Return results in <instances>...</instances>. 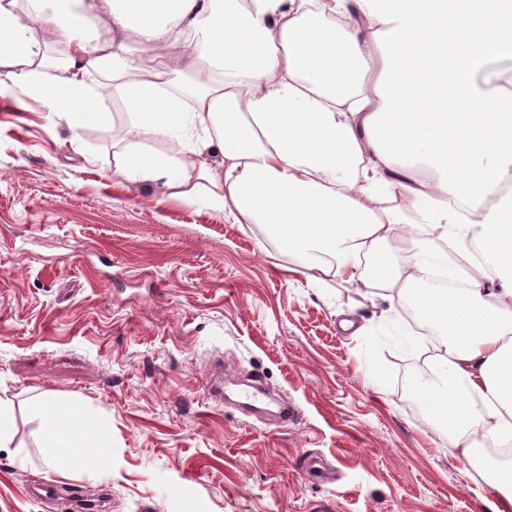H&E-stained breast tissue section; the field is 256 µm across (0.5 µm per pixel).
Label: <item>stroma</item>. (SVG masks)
<instances>
[{
    "mask_svg": "<svg viewBox=\"0 0 512 512\" xmlns=\"http://www.w3.org/2000/svg\"><path fill=\"white\" fill-rule=\"evenodd\" d=\"M108 109L72 134L0 71V512H69L72 491L106 493L107 512H488L487 461L458 456L413 392L425 348L405 302L382 316L388 289L317 280L259 251L258 226L114 176L126 115ZM43 393L107 421L110 468L44 463Z\"/></svg>",
    "mask_w": 512,
    "mask_h": 512,
    "instance_id": "35a3bbf8",
    "label": "stroma"
}]
</instances>
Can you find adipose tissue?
<instances>
[{
	"mask_svg": "<svg viewBox=\"0 0 512 512\" xmlns=\"http://www.w3.org/2000/svg\"><path fill=\"white\" fill-rule=\"evenodd\" d=\"M0 70L74 131L122 102L125 181L187 204L210 185L259 249L409 286L443 348L414 387L430 419L467 458L512 442V0H0ZM470 242L493 276L423 288ZM396 243L407 267L383 254ZM34 410L47 465L106 466L103 422L49 394Z\"/></svg>",
	"mask_w": 512,
	"mask_h": 512,
	"instance_id": "adipose-tissue-1",
	"label": "adipose tissue"
}]
</instances>
